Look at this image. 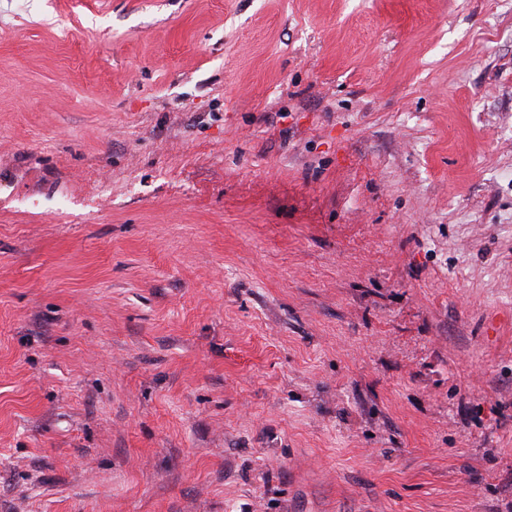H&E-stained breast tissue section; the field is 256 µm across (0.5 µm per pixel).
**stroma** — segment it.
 <instances>
[{"label": "stroma", "instance_id": "obj_1", "mask_svg": "<svg viewBox=\"0 0 512 512\" xmlns=\"http://www.w3.org/2000/svg\"><path fill=\"white\" fill-rule=\"evenodd\" d=\"M0 512H512V0H0Z\"/></svg>", "mask_w": 512, "mask_h": 512}]
</instances>
